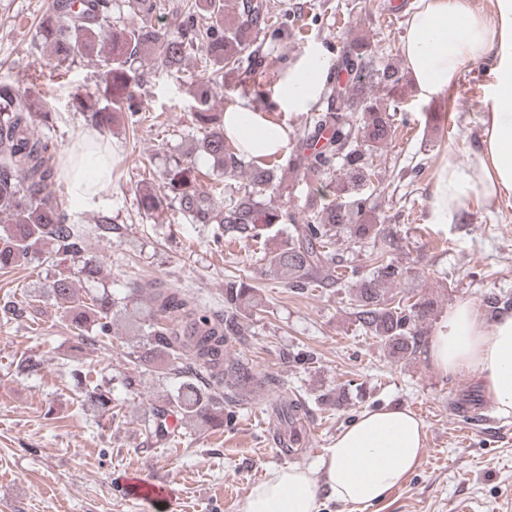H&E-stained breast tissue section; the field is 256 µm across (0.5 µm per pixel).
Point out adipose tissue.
Here are the masks:
<instances>
[{
	"label": "adipose tissue",
	"mask_w": 512,
	"mask_h": 512,
	"mask_svg": "<svg viewBox=\"0 0 512 512\" xmlns=\"http://www.w3.org/2000/svg\"><path fill=\"white\" fill-rule=\"evenodd\" d=\"M405 24L400 53L422 100L444 95L476 62L491 64L482 135L467 160L448 153L434 180L431 219L453 224L471 197L494 205L512 195V0H492L488 13L467 0H412ZM327 74L320 53H307L276 91L280 110L310 111L323 97ZM224 132L249 159L288 144L287 127L244 99L225 108ZM428 355L440 373L476 375L497 412L512 416L511 311L489 322L471 300L457 302L438 321ZM424 437V422L409 410L365 411L336 436L318 466L272 470L250 488L239 512H319L325 495L366 512L415 470Z\"/></svg>",
	"instance_id": "ef3b65f1"
}]
</instances>
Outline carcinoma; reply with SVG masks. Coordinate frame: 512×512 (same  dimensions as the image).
I'll list each match as a JSON object with an SVG mask.
<instances>
[{
  "instance_id": "carcinoma-1",
  "label": "carcinoma",
  "mask_w": 512,
  "mask_h": 512,
  "mask_svg": "<svg viewBox=\"0 0 512 512\" xmlns=\"http://www.w3.org/2000/svg\"><path fill=\"white\" fill-rule=\"evenodd\" d=\"M137 22H112V0H50L36 31L34 48L50 53L56 70L66 71L88 57L98 58L99 81L91 92L76 97L75 109L100 130L112 127L117 116L134 125L141 119L145 60L154 55L171 72H180L194 53H202L212 77L232 75L244 92L259 102L264 95L252 74L264 65L268 41L288 40V10L282 21L269 11L266 0H195L178 17L176 33L162 34L151 25L160 0H126ZM336 73L326 83V109L302 115V127L285 163L260 158L245 162L238 146L224 135V116L205 89L195 96L194 125L202 133L200 148L224 171V177L245 176L248 184L226 198H214L203 185V173L192 162L177 161L163 170L161 185L138 190L140 208L152 215L178 204V213L190 224H215L214 241L257 239L280 224L292 230L282 244L264 253L262 265L273 277L298 293L310 288H332L341 273L331 240L346 230L356 242L371 238L376 255L370 271H351L356 277L352 301L358 326L376 339L389 357L403 360L415 355L426 336L425 323L434 302L419 297L396 300L393 286L404 279L403 268L392 259L396 239L378 223L370 195L363 186L372 175V152L392 137L391 103L407 95L402 67L379 63L370 42L357 36L340 50ZM46 100L29 88L0 81V270L28 263L35 246L49 242L56 253L82 259L88 280L101 266L85 256L89 236L112 241L116 226L100 213L88 228L76 223L56 195L59 169L52 138L35 134L38 126L52 124ZM344 170L330 183L333 199L326 201L311 188L300 213L265 201L263 192L287 188L302 177L318 180L335 166ZM49 292L77 330L76 347L89 341L84 331L111 335L112 321L127 318L143 337L134 361L155 364L182 375L165 406L155 413L156 425L146 434L169 433L167 418L181 425L199 423L224 427L237 409V396L279 386V380L259 373L249 364L224 360V346L244 335L241 316L261 309L256 289L244 279L224 282V315L200 306L185 291L160 281L135 282L129 287L130 306L112 295L77 297L67 276H59ZM90 400L102 414H113L112 393L94 390ZM276 422L274 437L284 453L292 452L288 435L293 425L307 418L309 408L299 399H282L270 407Z\"/></svg>"
}]
</instances>
